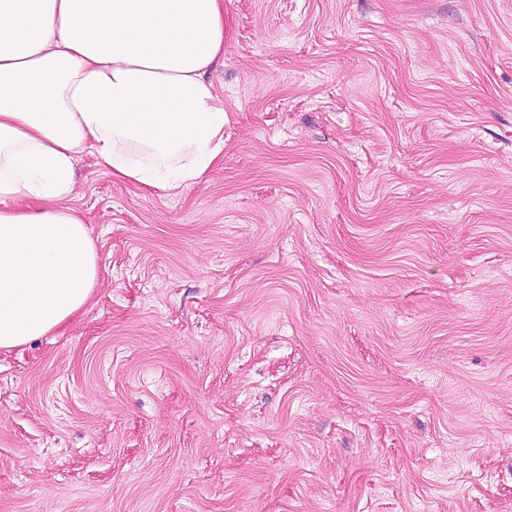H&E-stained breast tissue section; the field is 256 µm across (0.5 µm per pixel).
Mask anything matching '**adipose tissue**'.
Wrapping results in <instances>:
<instances>
[{"instance_id": "adipose-tissue-1", "label": "adipose tissue", "mask_w": 512, "mask_h": 512, "mask_svg": "<svg viewBox=\"0 0 512 512\" xmlns=\"http://www.w3.org/2000/svg\"><path fill=\"white\" fill-rule=\"evenodd\" d=\"M223 0H0V352L69 323L98 280L70 201L89 154L170 190L224 151Z\"/></svg>"}]
</instances>
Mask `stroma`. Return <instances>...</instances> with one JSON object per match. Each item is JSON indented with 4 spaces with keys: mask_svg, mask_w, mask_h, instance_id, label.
I'll return each instance as SVG.
<instances>
[{
    "mask_svg": "<svg viewBox=\"0 0 512 512\" xmlns=\"http://www.w3.org/2000/svg\"><path fill=\"white\" fill-rule=\"evenodd\" d=\"M224 152L92 156L86 308L0 353V512H512V0H224Z\"/></svg>",
    "mask_w": 512,
    "mask_h": 512,
    "instance_id": "1",
    "label": "stroma"
}]
</instances>
